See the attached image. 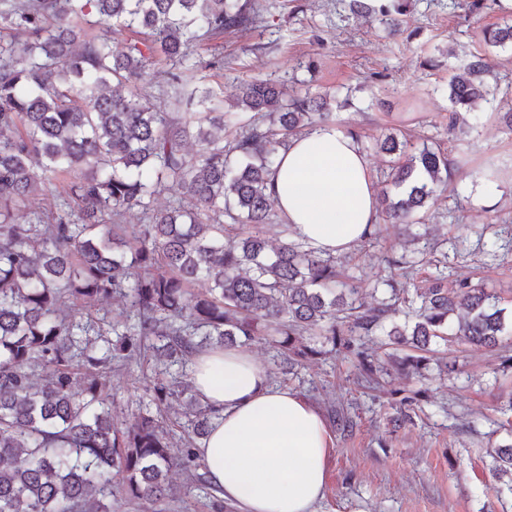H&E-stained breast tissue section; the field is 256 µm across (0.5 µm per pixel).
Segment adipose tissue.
I'll list each match as a JSON object with an SVG mask.
<instances>
[{"instance_id":"adipose-tissue-1","label":"adipose tissue","mask_w":512,"mask_h":512,"mask_svg":"<svg viewBox=\"0 0 512 512\" xmlns=\"http://www.w3.org/2000/svg\"><path fill=\"white\" fill-rule=\"evenodd\" d=\"M267 192L293 239L326 255L357 245L378 205L369 162L331 126L280 150ZM193 385L219 413L197 455L239 512H315L324 497L332 435L317 405L271 381L237 348L199 353Z\"/></svg>"}]
</instances>
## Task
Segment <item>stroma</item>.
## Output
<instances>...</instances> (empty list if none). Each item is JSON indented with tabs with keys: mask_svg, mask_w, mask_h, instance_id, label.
<instances>
[{
	"mask_svg": "<svg viewBox=\"0 0 512 512\" xmlns=\"http://www.w3.org/2000/svg\"><path fill=\"white\" fill-rule=\"evenodd\" d=\"M349 0H255L260 21L246 32L225 33L195 47L197 76L211 87L219 111L230 110L242 83L272 80L337 99V130L360 131L375 183L387 168L373 147L386 127L403 123L414 143H439L457 166L446 197L431 209L428 242H443L451 278L483 283L512 306V133L495 106L480 104L468 117V134H449L445 117L448 77L457 67L449 48L485 55L494 77L512 83V49L486 46L482 28L502 22L501 10L474 16L451 0H410L402 31L388 20L361 17ZM496 172L494 182L481 171ZM500 241L496 256L483 243ZM417 244L387 225L380 239L362 241L346 259L362 288L389 276L384 256L412 255ZM275 382L309 394L322 411L347 407L353 434L332 430L327 484L316 512H512V481L492 472L489 445L512 442V432L492 423L500 389L512 387V368L484 348L439 342L436 354L456 360L448 375L428 365L422 376L386 375V391L424 389L420 411L402 428L388 424V408L361 394L352 360L340 355L309 359L299 375L273 366L262 344L248 345ZM153 367L132 364L112 372V414L131 421ZM475 429H468V421Z\"/></svg>",
	"mask_w": 512,
	"mask_h": 512,
	"instance_id": "1",
	"label": "stroma"
}]
</instances>
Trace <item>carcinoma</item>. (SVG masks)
<instances>
[{
	"label": "carcinoma",
	"mask_w": 512,
	"mask_h": 512,
	"mask_svg": "<svg viewBox=\"0 0 512 512\" xmlns=\"http://www.w3.org/2000/svg\"><path fill=\"white\" fill-rule=\"evenodd\" d=\"M407 5L352 0L350 9L387 16ZM257 17L251 0H0V512H112L115 498L166 512L177 469L210 486L191 466L217 412L189 373L156 374L132 421L112 417L107 374L150 352L185 368L208 348L259 342L300 367L330 345L355 359L367 395L386 368L357 345L365 336L387 337L390 367L412 375L433 360L437 339L505 352L512 363L498 297L467 278L448 282L446 253L420 285L417 261L385 257L401 279L381 280L388 296L368 303L347 264L290 240L289 225L278 246L268 244L267 184L279 150L336 113L327 94H290L258 79L240 86L238 111L208 106L213 91L194 84L198 32L248 30ZM114 24L145 38L87 36ZM483 38L512 48V23L483 29ZM158 62L173 66L172 112L122 94ZM489 73L482 57L461 60L448 81V132L467 126L476 103L512 93ZM243 120L247 130L224 143ZM376 147L391 190L379 197L368 237H381L385 223L416 240L412 226L448 189V153L401 132ZM165 191L176 201L153 209ZM50 195L59 203L47 213L40 203ZM135 210L144 223H124ZM199 281L207 287L195 288ZM115 295L128 314L112 325L113 343L92 311ZM400 305L403 324L390 321ZM420 395L390 398L394 427L409 421ZM173 402L188 436L178 454L164 416ZM330 411L337 429L353 432L349 412ZM492 458L493 472L512 476V443Z\"/></svg>",
	"instance_id": "1"
}]
</instances>
